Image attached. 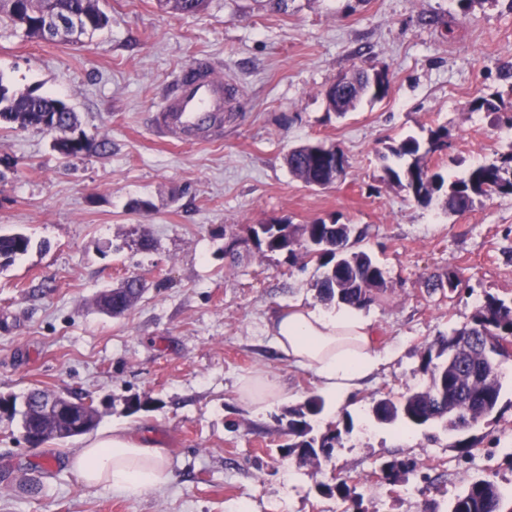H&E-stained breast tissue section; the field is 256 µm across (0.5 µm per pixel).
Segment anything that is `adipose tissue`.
Segmentation results:
<instances>
[{
  "instance_id": "adipose-tissue-1",
  "label": "adipose tissue",
  "mask_w": 512,
  "mask_h": 512,
  "mask_svg": "<svg viewBox=\"0 0 512 512\" xmlns=\"http://www.w3.org/2000/svg\"><path fill=\"white\" fill-rule=\"evenodd\" d=\"M267 331L289 363L311 369L321 390L343 400L358 391L386 363L372 319L342 305L322 310L297 302L275 312ZM70 468L88 486L104 485L139 496L172 480L167 451L139 441L127 427L115 426L76 449Z\"/></svg>"
}]
</instances>
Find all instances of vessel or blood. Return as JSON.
I'll list each match as a JSON object with an SVG mask.
<instances>
[{"instance_id": "vessel-or-blood-1", "label": "vessel or blood", "mask_w": 512, "mask_h": 512, "mask_svg": "<svg viewBox=\"0 0 512 512\" xmlns=\"http://www.w3.org/2000/svg\"><path fill=\"white\" fill-rule=\"evenodd\" d=\"M224 81L212 63H205L197 78L179 82L175 94L158 109L154 130L163 138L183 137L208 131L214 116L224 110Z\"/></svg>"}]
</instances>
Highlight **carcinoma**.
I'll use <instances>...</instances> for the list:
<instances>
[{"label": "carcinoma", "instance_id": "carcinoma-1", "mask_svg": "<svg viewBox=\"0 0 512 512\" xmlns=\"http://www.w3.org/2000/svg\"><path fill=\"white\" fill-rule=\"evenodd\" d=\"M159 3L180 14L201 12L206 0H159ZM68 11L86 18L90 25H81L69 36H81L105 28L108 15L99 7V0H0V20L9 21L25 29L30 38H39L29 23L45 21V16ZM389 90V80L373 87L369 70L355 69L354 84L348 93L338 97L325 91L327 110L343 116L356 109L360 100L369 96L383 98ZM474 111L491 112L499 123L512 128V108L504 107L499 92L478 96L470 101ZM57 115V131L78 128L76 112L59 109V101L37 93L34 89L19 90L5 83L0 77V127H40L42 118ZM448 147V129H429L427 136H407L387 146V159L392 155L402 164L394 168L384 166L382 181L397 185L417 203L428 206L439 200L453 213L471 209L475 202L493 195L512 196V143L508 150L468 169L466 174L448 179L446 164L456 163L448 157V163L430 164V158ZM287 163L290 172L310 187L327 188L336 182L328 167L326 155L317 145L307 143L291 149ZM257 246H265L270 252H286L289 259L305 257L322 269L318 283L319 294L326 303H344L363 309L376 302L387 289L383 268L364 250H354V243L361 238L351 224L330 223L319 220L312 224H289L274 220L269 224H255L247 228ZM31 248V239L22 232L0 233V270L13 265L16 259ZM144 291L141 279L130 277L123 285L103 293L98 300L102 311L117 316L125 312ZM512 338V301L488 296L480 304L470 321L450 334L428 344L422 354V368L428 381L419 387L408 389L400 397L383 395L372 401L368 416L380 424H398L404 428L438 424L445 429L464 431L490 416L496 409L501 395L503 359L493 351L484 350L487 342ZM55 393L33 389L22 399L11 397L12 403H20V427L24 436L35 437L34 446L48 440H64L84 435L94 430L99 422L98 411L93 404L84 401L74 404L67 415H59L47 409L48 399ZM326 402L320 395H311L303 403L288 409L284 434L288 443L280 448L282 457H299L301 463L328 462L334 449L341 445L342 433L353 430V421L347 420L344 428L339 425L322 427V414ZM383 479L388 483H406L409 476H419L421 482L432 484L426 473H418L415 461L393 457L378 465ZM350 476H336L333 483L322 485V493L337 496L344 501L356 502V486ZM445 512H512V494L489 479L477 480L457 493Z\"/></svg>", "mask_w": 512, "mask_h": 512}]
</instances>
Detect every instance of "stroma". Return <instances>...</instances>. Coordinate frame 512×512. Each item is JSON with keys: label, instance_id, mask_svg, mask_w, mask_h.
I'll list each match as a JSON object with an SVG mask.
<instances>
[{"label": "stroma", "instance_id": "35a3bbf8", "mask_svg": "<svg viewBox=\"0 0 512 512\" xmlns=\"http://www.w3.org/2000/svg\"><path fill=\"white\" fill-rule=\"evenodd\" d=\"M109 26L81 43H48L0 25V78L66 100L105 154L70 159L36 129H0V232L33 247L0 271V395L34 388L93 401L99 430L130 427L165 448L171 483L140 497L84 485L67 465L83 438L34 448L19 422L0 417V512H345L321 495L333 474L358 478L359 512H424L487 475L512 486V372L497 409L463 432L396 429L366 416L372 398L426 381V344L470 321L491 295L512 301V196L452 213L423 206L381 181L386 144L448 129L459 163L449 177L492 159L512 129L468 103L503 90L512 60V0H207L183 15L158 0H107ZM218 65L235 98L223 122L183 141L157 138L148 117L197 59ZM388 67L380 100L339 117L325 91L356 67ZM339 146L344 180L313 190L290 173L289 150ZM148 201L149 211L128 204ZM277 219L354 225L359 249L384 269L387 291L366 310L390 360L339 405L352 418L331 461L281 458L276 420L317 393L313 372L272 345V311L320 306L315 263H290L246 239ZM150 240L143 250L142 240ZM456 272L455 292H428L429 277ZM138 276L146 290L121 316L102 313V291ZM264 374L285 392L253 414L239 387ZM148 406L129 416L126 399ZM470 441L467 459L457 443ZM429 469L430 491L408 492L373 471L389 455Z\"/></svg>", "mask_w": 512, "mask_h": 512}]
</instances>
